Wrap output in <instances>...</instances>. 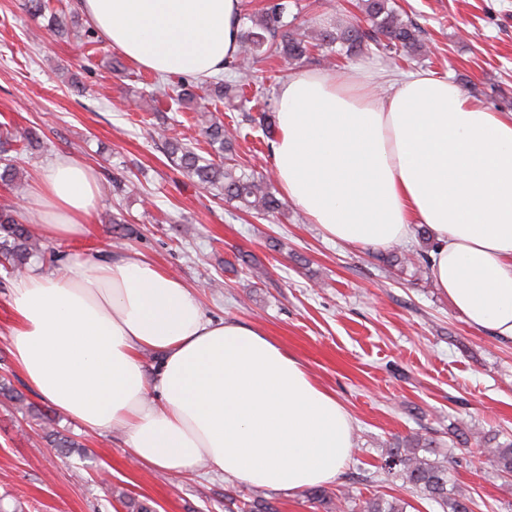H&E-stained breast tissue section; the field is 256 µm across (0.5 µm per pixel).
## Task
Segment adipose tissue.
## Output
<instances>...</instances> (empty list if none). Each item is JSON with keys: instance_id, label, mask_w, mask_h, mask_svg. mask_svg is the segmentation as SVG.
Here are the masks:
<instances>
[{"instance_id": "1", "label": "adipose tissue", "mask_w": 512, "mask_h": 512, "mask_svg": "<svg viewBox=\"0 0 512 512\" xmlns=\"http://www.w3.org/2000/svg\"><path fill=\"white\" fill-rule=\"evenodd\" d=\"M106 43L151 72L207 77L237 55L241 0H79ZM302 72L277 89L271 159L285 198L330 238L387 247L426 225L430 275L464 320L512 341V112L416 73ZM43 238L79 240L100 201L69 156L32 192ZM16 370L90 434H121L133 463L206 464L256 487L336 479L355 448L335 395L261 328L207 317L199 294L141 254L67 261L10 287ZM161 356L147 370L144 352Z\"/></svg>"}]
</instances>
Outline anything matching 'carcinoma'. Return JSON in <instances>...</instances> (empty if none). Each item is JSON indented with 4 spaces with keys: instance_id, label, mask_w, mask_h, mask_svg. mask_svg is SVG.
<instances>
[{
    "instance_id": "carcinoma-1",
    "label": "carcinoma",
    "mask_w": 512,
    "mask_h": 512,
    "mask_svg": "<svg viewBox=\"0 0 512 512\" xmlns=\"http://www.w3.org/2000/svg\"><path fill=\"white\" fill-rule=\"evenodd\" d=\"M287 5L275 2L263 8L253 26L240 32L241 49L237 56L226 62L227 74L210 79L206 84L209 96L222 99H238L244 94L247 74L244 67H253L270 57H279L288 64L309 58L311 51L321 52L323 59L332 61L337 56L349 58L358 56L371 47H381L396 56H413L422 51L421 28L410 18L403 19L395 8L394 0H360L358 9L367 23L363 27L358 22L338 20L323 27L312 35L298 30L294 22L283 21ZM52 22L61 34H72L87 47L92 45L93 33L90 30L67 28L64 19L53 17ZM200 96L196 86L183 80L180 90L173 97L176 105L186 108L198 101ZM204 133L213 154L232 157L235 153L236 136L225 128L224 122L212 118L204 128ZM158 135L164 139L167 155L171 162L187 176L197 179L224 197L228 203L257 214H274L284 209V202L277 197L273 185L263 177L247 171L235 164L217 163L196 153L178 140L166 136V129ZM36 134L11 127L0 130V162L4 163L0 179H17L18 171L12 167L8 153L15 151V145L22 142L30 145ZM42 253V248L33 240L26 224L20 222L8 206L0 207V255L6 258L11 273L23 272L30 258ZM433 447V441L416 432L395 442L387 449L384 457V472L400 478L415 493L437 502L443 512H472L473 501L462 491L448 489V467L434 459L419 455ZM486 451L492 457L498 474L512 475V441L498 442L495 438L486 441ZM409 503L393 497H376L359 503L349 500V512H406Z\"/></svg>"
}]
</instances>
